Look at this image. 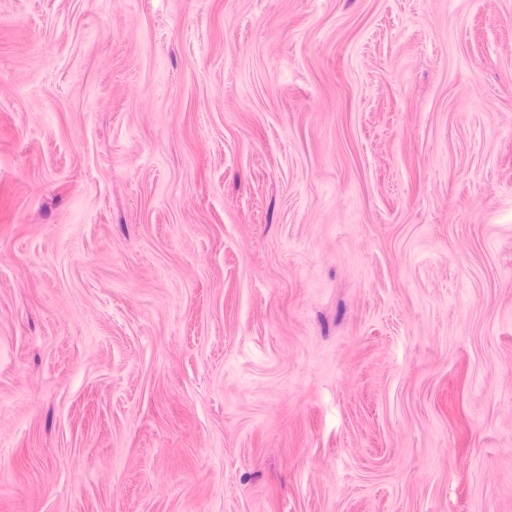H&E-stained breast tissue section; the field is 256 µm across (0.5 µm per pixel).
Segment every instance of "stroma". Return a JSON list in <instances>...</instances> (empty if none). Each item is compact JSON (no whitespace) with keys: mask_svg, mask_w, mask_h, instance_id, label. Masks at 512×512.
Here are the masks:
<instances>
[{"mask_svg":"<svg viewBox=\"0 0 512 512\" xmlns=\"http://www.w3.org/2000/svg\"><path fill=\"white\" fill-rule=\"evenodd\" d=\"M0 512H512V0H0Z\"/></svg>","mask_w":512,"mask_h":512,"instance_id":"1","label":"stroma"}]
</instances>
